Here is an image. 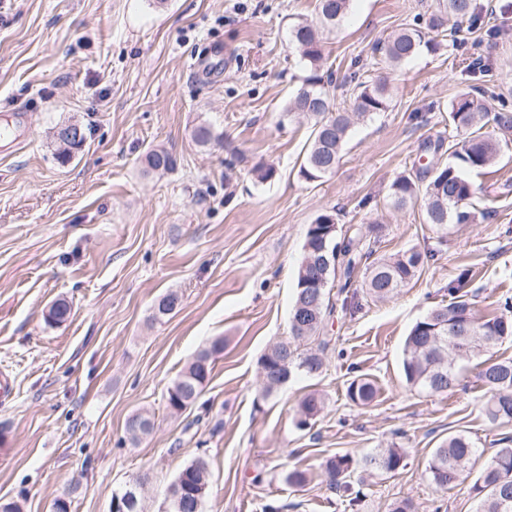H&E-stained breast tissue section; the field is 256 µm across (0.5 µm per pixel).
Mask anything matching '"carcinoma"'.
Returning <instances> with one entry per match:
<instances>
[{
	"mask_svg": "<svg viewBox=\"0 0 512 512\" xmlns=\"http://www.w3.org/2000/svg\"><path fill=\"white\" fill-rule=\"evenodd\" d=\"M351 0H317L316 20L302 21L290 31V40L311 68L303 78L286 113L298 114L312 122L310 141L299 168L307 181H315L336 168L349 137L353 120L364 119L389 108L390 96L384 80H355L350 108L333 109L329 90L318 73L322 60L319 30L340 24ZM442 10L432 14L426 27L406 28L380 42L376 51L399 65L420 50L434 51L448 36L444 18L474 20L475 0H439ZM481 88L461 92L448 111V123L461 135V140L448 147V160L432 163L413 174L393 181L390 196L396 207L423 200L425 221L446 234L453 224H466L471 219L468 206L477 198L478 188L468 180L467 170H482L496 159L500 146L484 128L492 126L507 133L512 130V107L497 98L499 108L487 111L477 98ZM147 171H170L176 162L165 148L148 150L143 157ZM317 230H307L302 257L297 270L296 293L290 316L299 318L300 327L288 339L272 345L259 360V370L269 374L263 392L270 395L297 376L316 377L326 367L325 354L332 337L324 334V325L333 314L332 284L338 274L347 281L340 288L345 294L342 308L355 305L358 291H349V278L362 261L372 254L370 240L374 228L351 224L334 229L336 215L330 212L316 216ZM434 257L429 249L411 247L373 262L367 268L365 294L373 301H384L419 278L428 261ZM325 278L324 288H306L310 279ZM451 300L429 310L416 321L405 339L402 368L407 385L429 394L442 395L454 391L460 382L458 363L489 351L497 342L512 337V296H506L490 313L474 315L467 294L461 286H448ZM182 297L168 292L155 300L152 318L156 321L178 312ZM70 316L64 300L55 301L46 321L60 324ZM224 352V338L212 339L200 349L180 373L167 392V406L179 413L195 406L210 381L217 356ZM479 377L490 393L483 411L489 424L498 427L512 423V358H487L481 363ZM347 397L357 405L367 406L376 397L373 382L362 375L354 377L347 387ZM325 399L316 392L306 395L299 404L297 426L304 429L315 424L324 410ZM154 422L137 412L125 424L130 440L152 432ZM499 448L479 472L473 484L477 499L476 512H512V437L499 439ZM481 457L475 443L464 433H452L433 449L425 465L427 479L441 490L454 488L469 475ZM403 449L381 448L356 459L336 454L325 460L323 471L327 488L339 496L350 512H360L363 492L347 480V475L361 467L369 472L396 474L406 466ZM179 474L195 486L205 487L199 499L168 498L166 512H203L209 495L212 473L208 462L197 458L185 465Z\"/></svg>",
	"mask_w": 512,
	"mask_h": 512,
	"instance_id": "obj_1",
	"label": "carcinoma"
}]
</instances>
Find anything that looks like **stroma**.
<instances>
[{"mask_svg": "<svg viewBox=\"0 0 512 512\" xmlns=\"http://www.w3.org/2000/svg\"><path fill=\"white\" fill-rule=\"evenodd\" d=\"M436 3L352 0L323 32L321 70L389 79L391 101L355 122L335 171L309 182L299 167L311 123L284 109L310 70L289 29L315 18L316 0H0V124L19 130L0 149V367L15 379L14 398L0 402V502L51 512L64 497L69 512H109L113 493L138 479L143 512H165L178 472L201 457L213 475L203 512H262L271 497L287 512H346L321 463L394 444L406 451L399 473L351 475L362 512L402 498L416 512H475L471 480L440 490L425 463L459 430L493 453L512 425L486 420L475 362L461 364L454 392L429 395L407 386L401 357L411 326L449 302L460 275L476 314L512 296V133L494 164L470 172L484 198L447 236L421 204L394 208L390 186L447 160L425 144L448 135L460 91L492 85L512 98V37L488 36L506 20L497 0H477L480 21L456 28L460 49L390 67L376 43ZM473 57L484 74L468 71ZM71 119L88 138L64 163L51 133ZM202 124L220 141L199 146ZM156 145L174 170H144ZM262 164L275 169L263 183ZM325 211L378 226L377 255L417 246L434 256L394 298L326 323L323 373L268 396L258 361L288 337L307 228ZM169 291L180 310L152 321ZM58 298L70 317L47 323ZM217 337L224 352L199 405L170 413L169 387ZM358 375L376 386L370 406L347 397ZM314 391L326 406L303 430L299 402ZM140 411L155 427L133 443L125 423ZM295 466L311 473L304 487L288 483Z\"/></svg>", "mask_w": 512, "mask_h": 512, "instance_id": "35a3bbf8", "label": "stroma"}]
</instances>
